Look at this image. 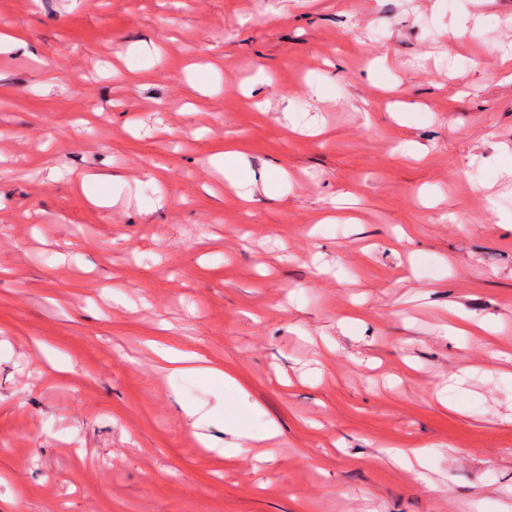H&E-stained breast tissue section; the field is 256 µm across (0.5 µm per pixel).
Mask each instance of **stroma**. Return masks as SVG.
Wrapping results in <instances>:
<instances>
[{"mask_svg":"<svg viewBox=\"0 0 512 512\" xmlns=\"http://www.w3.org/2000/svg\"><path fill=\"white\" fill-rule=\"evenodd\" d=\"M2 29L0 512H512V0H0ZM156 351L160 357L169 364V368L171 369L170 376H175L176 374L191 370L200 374L222 378L224 380L225 388L238 393L243 392L242 387L234 376L224 372L220 367L207 364L205 359L195 352L176 351L163 347L156 348ZM189 362L195 363V366L191 369L184 368L183 364ZM278 434V427L273 422L270 421L266 427V429L262 432L258 433H250L245 432L242 434L243 441L236 444L234 448H224V456L225 457H236L241 455L246 451V445L248 441H262L271 437H274Z\"/></svg>","mask_w":512,"mask_h":512,"instance_id":"1","label":"stroma"}]
</instances>
